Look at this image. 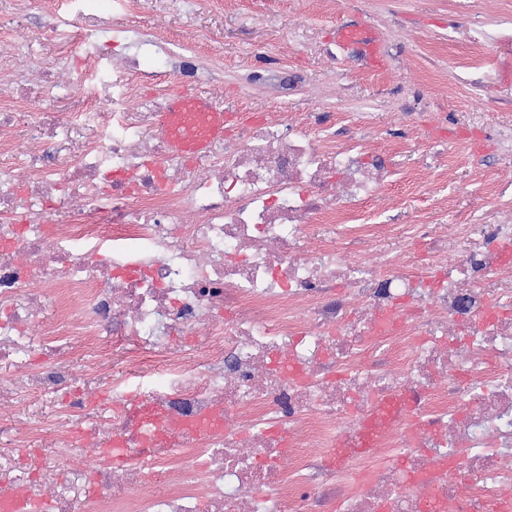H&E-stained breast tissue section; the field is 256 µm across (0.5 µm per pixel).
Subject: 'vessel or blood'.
Wrapping results in <instances>:
<instances>
[{"label": "vessel or blood", "mask_w": 512, "mask_h": 512, "mask_svg": "<svg viewBox=\"0 0 512 512\" xmlns=\"http://www.w3.org/2000/svg\"><path fill=\"white\" fill-rule=\"evenodd\" d=\"M227 113L199 94L179 92L170 99L161 125L167 132L170 151L189 155L206 154L214 141L223 139Z\"/></svg>", "instance_id": "b4317fda"}]
</instances>
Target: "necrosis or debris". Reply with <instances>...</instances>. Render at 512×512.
I'll return each instance as SVG.
<instances>
[{
    "mask_svg": "<svg viewBox=\"0 0 512 512\" xmlns=\"http://www.w3.org/2000/svg\"><path fill=\"white\" fill-rule=\"evenodd\" d=\"M57 45L96 44V15L46 23ZM24 68L0 95V129L29 141L0 159V364L33 386L0 382L25 405L72 378L65 355L83 337L93 364L122 350L130 387L116 465L97 447L82 470L93 500L122 512L154 470L174 488L140 512H512V197L488 199L503 219L478 237L470 217L380 225L347 216L392 182L394 160L363 135L244 113L222 143L188 157L131 142L166 111L141 88L160 48L111 56L123 89L94 112L55 110L82 93L60 81L55 55L19 33ZM121 125L123 135L110 133ZM83 144L68 159L60 148ZM340 230L312 245L313 225ZM64 317L47 326L46 306ZM193 334L190 347L179 337ZM400 406L370 451L364 416ZM344 469L326 468L331 448ZM66 460L33 474L0 459V499L44 495L47 512H90Z\"/></svg>",
    "mask_w": 512,
    "mask_h": 512,
    "instance_id": "4bbe7bcc",
    "label": "necrosis or debris"
}]
</instances>
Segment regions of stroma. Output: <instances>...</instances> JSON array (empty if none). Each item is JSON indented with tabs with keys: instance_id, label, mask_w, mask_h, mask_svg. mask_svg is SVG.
Instances as JSON below:
<instances>
[{
	"instance_id": "1",
	"label": "stroma",
	"mask_w": 512,
	"mask_h": 512,
	"mask_svg": "<svg viewBox=\"0 0 512 512\" xmlns=\"http://www.w3.org/2000/svg\"><path fill=\"white\" fill-rule=\"evenodd\" d=\"M454 0H103L102 40L135 49L138 24L161 19L154 31L162 43L192 47L201 78L192 93L210 98L228 112L260 115L317 114L321 121L344 124L347 113L362 114L367 130L389 131L388 146L406 163L403 180L389 186L368 211L378 224H442L448 213L488 210L487 198L512 192V170L476 162L465 151L449 158L434 177L421 167L432 158L436 138L466 131L473 142L498 127L512 125V106L473 111L464 94L453 90L457 65L468 55L466 42L449 46V22L468 25L467 15L453 10ZM76 0H12L0 10V27L17 23L34 29L51 15L75 16ZM365 27L386 65L373 67L365 47L336 45L338 30ZM64 63L86 84L111 88L116 76L109 59L97 58L92 47L64 48ZM399 76L416 95L436 101L441 131L428 136L418 117L397 120L385 87ZM125 369L121 351L103 358L83 381L60 387L37 408L0 407V428L23 431L30 417L49 413L73 399H82L86 420L108 417L121 426L124 404L112 401L108 386ZM68 458L73 470L85 463L80 439L57 445L56 430L45 425L23 462L38 471L46 456Z\"/></svg>"
}]
</instances>
